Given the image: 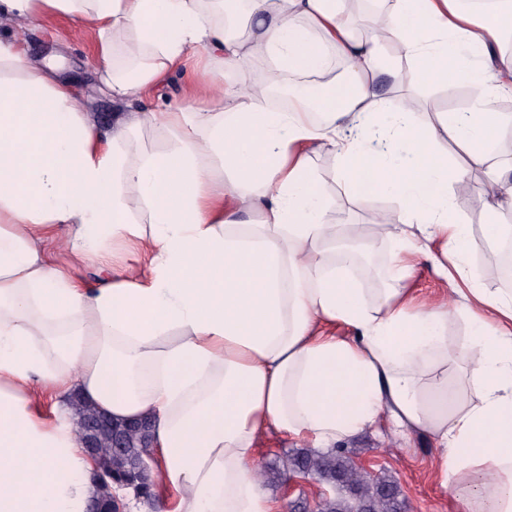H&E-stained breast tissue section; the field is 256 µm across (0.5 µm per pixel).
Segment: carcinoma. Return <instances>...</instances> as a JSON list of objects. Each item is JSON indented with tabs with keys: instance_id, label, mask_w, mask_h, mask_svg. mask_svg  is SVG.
<instances>
[{
	"instance_id": "obj_1",
	"label": "carcinoma",
	"mask_w": 512,
	"mask_h": 512,
	"mask_svg": "<svg viewBox=\"0 0 512 512\" xmlns=\"http://www.w3.org/2000/svg\"><path fill=\"white\" fill-rule=\"evenodd\" d=\"M70 405L78 416V432L85 438L89 425H94L93 458L97 464L96 479L99 491L96 500L107 506L111 503L112 484L122 481L132 484L143 500L155 498L154 484L148 471L142 468L154 431L153 419L116 421L101 417L102 411L84 401L79 395L70 397ZM290 474L306 473L325 483L336 482L344 493L324 499L316 505L317 512H356L357 500L368 504L371 512H405V502L388 478L372 479L369 473L347 455L343 448L320 452L308 448L295 450L287 458Z\"/></svg>"
}]
</instances>
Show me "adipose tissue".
<instances>
[{
	"mask_svg": "<svg viewBox=\"0 0 512 512\" xmlns=\"http://www.w3.org/2000/svg\"><path fill=\"white\" fill-rule=\"evenodd\" d=\"M224 5L237 32L205 0H0V512H88L96 495L73 414L46 411L42 389L80 393L119 421L151 415L173 512H274L251 476L261 432L330 448L384 420L402 439L432 437L444 481L483 477L466 512H512V292L478 286L452 206L466 172L431 160L441 143L467 148L498 187L480 200L485 237L512 236L499 221L512 184L488 149L506 121L493 104L512 96L500 49L512 0H392L359 38L348 0ZM47 12L92 30V64L117 102L205 52L218 68L211 110L116 112L101 138L77 97L3 35ZM390 43L414 63L408 84L443 73L481 97L431 124L408 105L384 125L374 77L392 65ZM335 53L341 80L270 107L269 88L323 75ZM263 57L264 86L234 81ZM145 127L166 132V147L142 144ZM322 152L357 200L398 203L392 287H358L356 260L374 244L317 191ZM60 235L75 260L111 267L120 244L144 269L90 284L48 260L43 244ZM426 240L440 243L437 271L467 290L465 343L447 304L408 306L397 287ZM336 320L352 335L320 330Z\"/></svg>",
	"mask_w": 512,
	"mask_h": 512,
	"instance_id": "1",
	"label": "adipose tissue"
}]
</instances>
